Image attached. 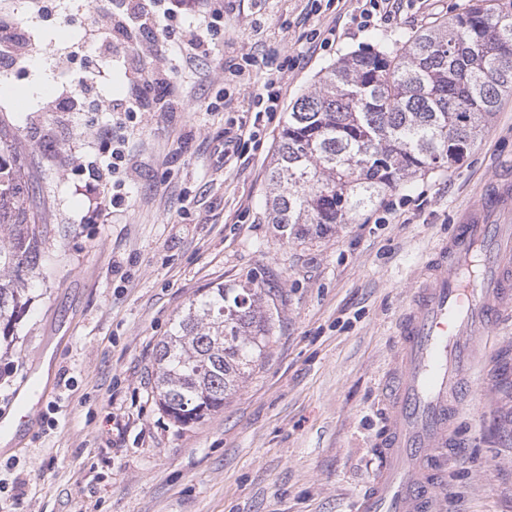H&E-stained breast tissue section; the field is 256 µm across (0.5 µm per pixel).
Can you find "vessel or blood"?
I'll return each instance as SVG.
<instances>
[{
  "label": "vessel or blood",
  "instance_id": "b4317fda",
  "mask_svg": "<svg viewBox=\"0 0 512 512\" xmlns=\"http://www.w3.org/2000/svg\"><path fill=\"white\" fill-rule=\"evenodd\" d=\"M512 198L480 202L440 243L396 325V354L385 386L377 475L356 512H440L448 452L457 447L456 411L483 376L475 354L512 312V224L494 215ZM38 382L24 383L0 433L34 421Z\"/></svg>",
  "mask_w": 512,
  "mask_h": 512
}]
</instances>
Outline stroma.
Here are the masks:
<instances>
[{"mask_svg":"<svg viewBox=\"0 0 512 512\" xmlns=\"http://www.w3.org/2000/svg\"><path fill=\"white\" fill-rule=\"evenodd\" d=\"M216 44L224 60L253 51L250 79L215 60L188 64L182 29L199 13L182 0L171 35L143 37L138 56L108 52L102 77L84 57L120 6L110 0H0V16L31 38L25 59L0 66V121L31 174L45 214L43 274L12 336L0 342V410L41 355L50 368L40 425L0 456V512H354L372 479L382 430V382L396 322L415 276L465 212L512 183V96L462 162L413 178L350 224L287 237L269 218L272 167L287 112L240 155L225 158L224 131L240 122L285 56L286 103L350 52L393 48L469 0H411L391 24L353 29L357 0H223ZM337 27L326 47L312 32ZM165 66L184 105L135 118L134 58ZM43 76L48 93L23 106L15 89ZM126 143L120 203L89 189V167L109 158L100 137ZM406 198L404 214L387 202ZM219 283L258 285L270 337L256 369L222 410L183 426L160 408L155 353L175 315ZM492 342L481 386L455 425L464 445L448 462L442 512H512V317Z\"/></svg>","mask_w":512,"mask_h":512,"instance_id":"obj_1","label":"stroma"}]
</instances>
